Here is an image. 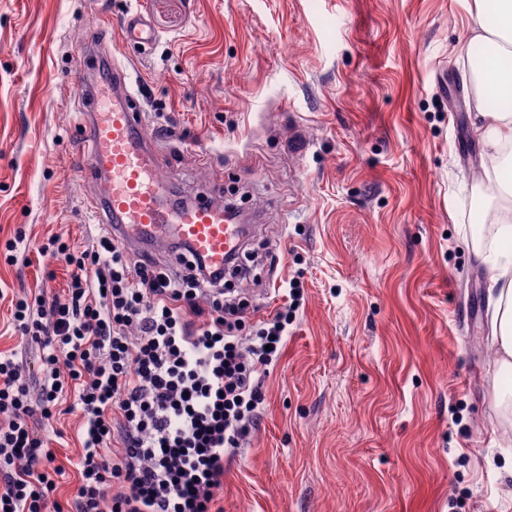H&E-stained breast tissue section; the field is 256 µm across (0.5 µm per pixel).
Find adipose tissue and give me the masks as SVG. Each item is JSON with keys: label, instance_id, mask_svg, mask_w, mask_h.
Returning <instances> with one entry per match:
<instances>
[{"label": "adipose tissue", "instance_id": "obj_1", "mask_svg": "<svg viewBox=\"0 0 512 512\" xmlns=\"http://www.w3.org/2000/svg\"><path fill=\"white\" fill-rule=\"evenodd\" d=\"M474 43L486 52L484 66L464 71L463 82L473 89L474 129L482 156L490 162L484 171L498 189L497 226L489 249L478 251L479 261L490 272L495 315L492 334L501 356V367L512 369V109L487 108L488 98L512 96V0H471L468 6Z\"/></svg>", "mask_w": 512, "mask_h": 512}]
</instances>
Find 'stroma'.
Masks as SVG:
<instances>
[{
  "label": "stroma",
  "instance_id": "obj_1",
  "mask_svg": "<svg viewBox=\"0 0 512 512\" xmlns=\"http://www.w3.org/2000/svg\"><path fill=\"white\" fill-rule=\"evenodd\" d=\"M136 10L157 39L126 48ZM471 36L466 0H0V326L10 296L66 288L48 238L111 230L77 167L75 77L104 38L170 193L219 187L250 219V275L224 285L247 327L303 285L261 426L224 459V512H512L481 145L470 89L455 112L443 82Z\"/></svg>",
  "mask_w": 512,
  "mask_h": 512
}]
</instances>
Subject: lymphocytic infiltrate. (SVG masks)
Listing matches in <instances>:
<instances>
[{
    "mask_svg": "<svg viewBox=\"0 0 512 512\" xmlns=\"http://www.w3.org/2000/svg\"><path fill=\"white\" fill-rule=\"evenodd\" d=\"M40 253L65 260L69 281L62 295L14 304L20 342L42 354L29 379L15 354L0 353V512H223L224 455L259 427L254 375L278 357L288 309L243 343L244 307L223 301V275L189 248L182 281L105 234L81 251L52 237ZM66 398L85 437L62 501L66 470L44 436Z\"/></svg>",
    "mask_w": 512,
    "mask_h": 512,
    "instance_id": "obj_1",
    "label": "lymphocytic infiltrate"
}]
</instances>
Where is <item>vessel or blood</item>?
Returning <instances> with one entry per match:
<instances>
[{
    "label": "vessel or blood",
    "mask_w": 512,
    "mask_h": 512,
    "mask_svg": "<svg viewBox=\"0 0 512 512\" xmlns=\"http://www.w3.org/2000/svg\"><path fill=\"white\" fill-rule=\"evenodd\" d=\"M123 43L149 46L156 34L139 11L120 21ZM91 66L80 74L79 89L89 100L85 132L91 154L80 164L82 174L100 185L92 212L103 215L122 245L139 246L175 236L190 246L209 270L222 271L237 256L243 226L229 217L215 196L180 204L170 202L168 187L151 158L146 133L126 80L128 70L111 52L91 53Z\"/></svg>",
    "instance_id": "b4317fda"
}]
</instances>
